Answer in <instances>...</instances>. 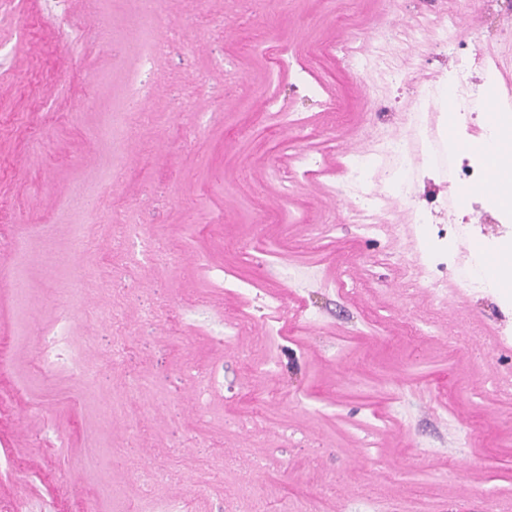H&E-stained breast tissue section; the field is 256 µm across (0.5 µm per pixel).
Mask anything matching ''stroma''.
Here are the masks:
<instances>
[{
  "instance_id": "1",
  "label": "stroma",
  "mask_w": 512,
  "mask_h": 512,
  "mask_svg": "<svg viewBox=\"0 0 512 512\" xmlns=\"http://www.w3.org/2000/svg\"><path fill=\"white\" fill-rule=\"evenodd\" d=\"M135 10L136 0L74 5L70 23L110 33L74 51L58 46L57 0L0 11V208L12 217L0 223V512H157L173 501L192 512H350L377 489L383 512L512 502V393L497 386L512 376V299L466 289L499 230L488 221L497 205L479 193L461 205L456 167L431 166L415 178V206L386 202L388 233L362 237L327 191L387 129L411 154L441 130L443 103L412 120L420 90L453 67L455 45L512 55V12L489 14L482 0H163L162 24L188 43L157 60L151 121L130 119L108 143L96 133L136 70ZM422 13L455 25L390 67L363 75L322 52L353 38L396 45ZM193 98L217 120L199 124ZM306 152L325 156V172L282 197L274 165ZM89 182L101 189L96 214L64 208ZM119 209L170 254L109 262ZM305 222L335 223L334 241L305 244ZM84 224L92 246L77 257L71 238ZM15 237L24 254L9 247ZM73 278L83 308L61 326L55 289ZM241 279L287 288L307 323L277 335L278 312L241 295ZM235 312L251 325L222 341ZM54 326L67 362L47 377L38 338ZM252 361L275 362L273 376L250 372ZM85 367L97 371L89 387ZM214 367L197 402L191 376ZM146 466L172 474L148 495L136 478Z\"/></svg>"
}]
</instances>
